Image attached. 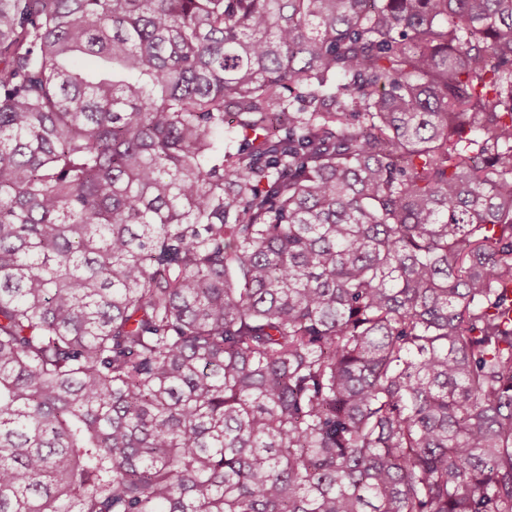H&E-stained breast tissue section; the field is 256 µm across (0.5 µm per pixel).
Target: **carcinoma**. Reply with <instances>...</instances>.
I'll list each match as a JSON object with an SVG mask.
<instances>
[{
  "label": "carcinoma",
  "mask_w": 512,
  "mask_h": 512,
  "mask_svg": "<svg viewBox=\"0 0 512 512\" xmlns=\"http://www.w3.org/2000/svg\"><path fill=\"white\" fill-rule=\"evenodd\" d=\"M511 285L512 0H0V512H512Z\"/></svg>",
  "instance_id": "1"
}]
</instances>
